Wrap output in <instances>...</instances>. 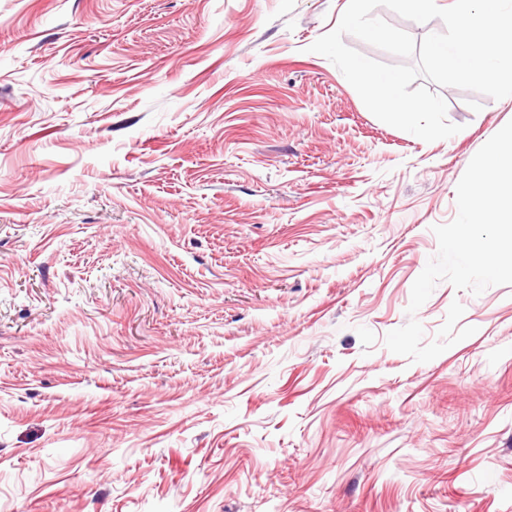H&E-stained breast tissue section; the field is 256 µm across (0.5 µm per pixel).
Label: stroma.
I'll return each mask as SVG.
<instances>
[{
  "instance_id": "1",
  "label": "stroma",
  "mask_w": 512,
  "mask_h": 512,
  "mask_svg": "<svg viewBox=\"0 0 512 512\" xmlns=\"http://www.w3.org/2000/svg\"><path fill=\"white\" fill-rule=\"evenodd\" d=\"M345 3L0 0V512H512V286L407 314L512 100L380 121Z\"/></svg>"
}]
</instances>
